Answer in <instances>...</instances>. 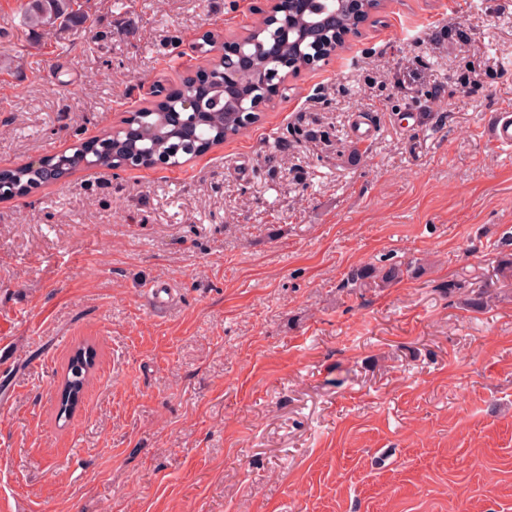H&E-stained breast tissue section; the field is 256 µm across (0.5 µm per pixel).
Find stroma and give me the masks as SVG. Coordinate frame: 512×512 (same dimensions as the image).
Wrapping results in <instances>:
<instances>
[{
  "label": "stroma",
  "mask_w": 512,
  "mask_h": 512,
  "mask_svg": "<svg viewBox=\"0 0 512 512\" xmlns=\"http://www.w3.org/2000/svg\"><path fill=\"white\" fill-rule=\"evenodd\" d=\"M78 2L82 27L33 31L0 0V174L156 104L267 8ZM508 104L512 0H387L246 133L0 202V512H512ZM369 263L409 271L345 287ZM491 141L502 151H512V107L507 105L497 110L489 131ZM96 355L95 349L88 344L79 345L73 351L59 392L58 421L65 422L77 407L96 364Z\"/></svg>",
  "instance_id": "35a3bbf8"
}]
</instances>
